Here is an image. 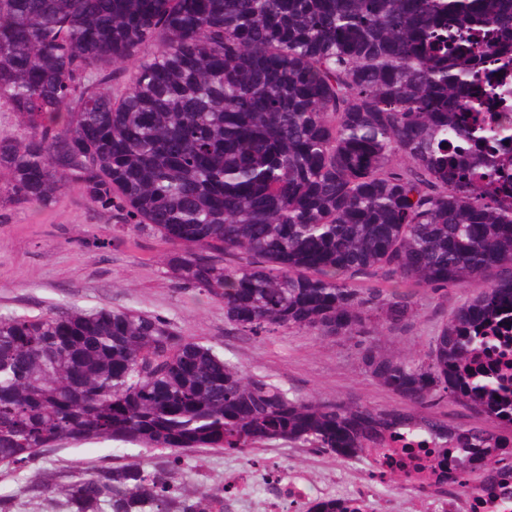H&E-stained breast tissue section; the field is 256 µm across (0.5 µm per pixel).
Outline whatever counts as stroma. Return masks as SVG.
<instances>
[{
  "mask_svg": "<svg viewBox=\"0 0 512 512\" xmlns=\"http://www.w3.org/2000/svg\"><path fill=\"white\" fill-rule=\"evenodd\" d=\"M171 253L160 235L131 223L119 207L100 205L75 183L45 207L0 205V314L34 317L52 309L101 308L147 313L298 398L398 406V398L367 373L358 340L292 329L241 334L225 321L221 302L177 284ZM481 288L470 282L415 289L417 313L410 325L398 333L376 328L374 345L393 359L422 356L451 311ZM259 453L283 472L305 474L317 484L343 469L342 458L313 448L281 444ZM167 456L164 450L148 453L128 443L89 440L46 453L43 465L63 475L88 474L138 460L155 466ZM245 463L244 457L221 450L190 452L183 458L182 481L186 490L203 492L223 484Z\"/></svg>",
  "mask_w": 512,
  "mask_h": 512,
  "instance_id": "stroma-1",
  "label": "stroma"
}]
</instances>
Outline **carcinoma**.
<instances>
[{
	"label": "carcinoma",
	"instance_id": "1",
	"mask_svg": "<svg viewBox=\"0 0 512 512\" xmlns=\"http://www.w3.org/2000/svg\"><path fill=\"white\" fill-rule=\"evenodd\" d=\"M472 32L512 65V0H0V108L29 129L0 135V202L48 206L72 180L118 200L252 336H368L415 317L411 288L484 284L424 356L364 347L391 409L291 397L131 310L0 316V466L30 471L35 497L63 493L67 512H224V489L178 482L186 453L353 457L403 430L453 445L462 469L481 455L468 493L511 484V441L430 412L445 397L512 429L497 375L468 366L512 321V124L489 111L512 91L458 59ZM149 43L112 100L102 86ZM93 439L169 457L65 484L39 466Z\"/></svg>",
	"mask_w": 512,
	"mask_h": 512
}]
</instances>
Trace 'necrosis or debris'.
Returning <instances> with one entry per match:
<instances>
[{"mask_svg":"<svg viewBox=\"0 0 512 512\" xmlns=\"http://www.w3.org/2000/svg\"><path fill=\"white\" fill-rule=\"evenodd\" d=\"M439 451L424 434L400 433L384 450H372L352 459L355 483L348 491L315 488L301 475L283 476L260 457H250L235 470L224 486V512H243V505L258 499L263 512H300L318 498L336 497L372 512H401V504L384 495L392 478L409 479L412 512H512V491L503 489L489 496L465 493V473L452 469L447 479L437 476Z\"/></svg>","mask_w":512,"mask_h":512,"instance_id":"4bbe7bcc","label":"necrosis or debris"}]
</instances>
